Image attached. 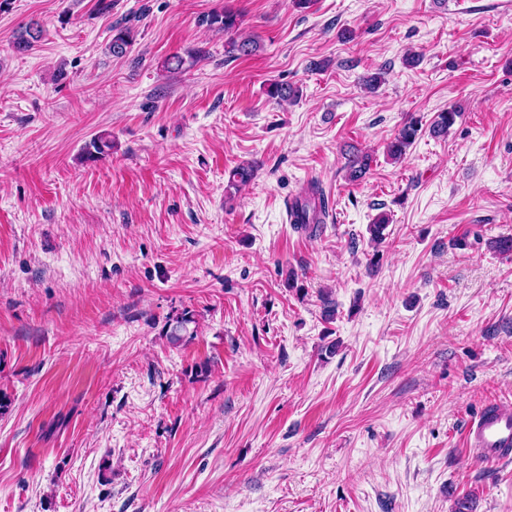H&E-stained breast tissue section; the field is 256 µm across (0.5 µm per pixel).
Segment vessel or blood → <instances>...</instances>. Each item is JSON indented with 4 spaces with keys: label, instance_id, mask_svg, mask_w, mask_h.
<instances>
[{
    "label": "vessel or blood",
    "instance_id": "1",
    "mask_svg": "<svg viewBox=\"0 0 512 512\" xmlns=\"http://www.w3.org/2000/svg\"><path fill=\"white\" fill-rule=\"evenodd\" d=\"M466 449L477 451L490 462L512 460V411L491 407L471 420L464 429Z\"/></svg>",
    "mask_w": 512,
    "mask_h": 512
}]
</instances>
